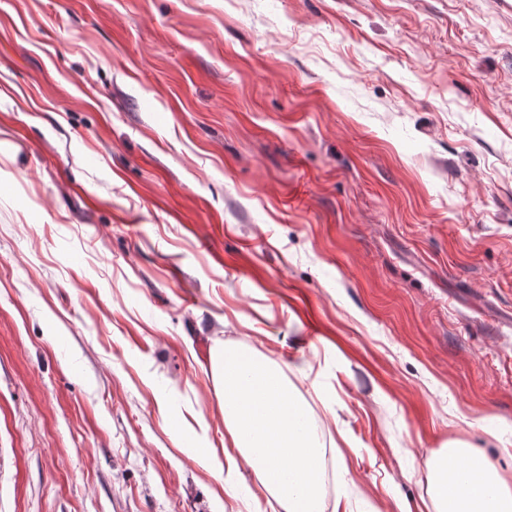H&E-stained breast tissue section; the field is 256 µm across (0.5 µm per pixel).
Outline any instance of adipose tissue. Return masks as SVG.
<instances>
[{"label":"adipose tissue","instance_id":"1","mask_svg":"<svg viewBox=\"0 0 512 512\" xmlns=\"http://www.w3.org/2000/svg\"><path fill=\"white\" fill-rule=\"evenodd\" d=\"M437 512H512V489L483 454L448 451L428 468Z\"/></svg>","mask_w":512,"mask_h":512}]
</instances>
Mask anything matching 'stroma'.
I'll return each instance as SVG.
<instances>
[{
    "label": "stroma",
    "instance_id": "35a3bbf8",
    "mask_svg": "<svg viewBox=\"0 0 512 512\" xmlns=\"http://www.w3.org/2000/svg\"><path fill=\"white\" fill-rule=\"evenodd\" d=\"M225 349L328 512L512 487V0H0V512H282ZM453 449L428 468L438 512H511L512 491L483 454L469 453L462 462ZM456 463V467L453 464Z\"/></svg>",
    "mask_w": 512,
    "mask_h": 512
}]
</instances>
